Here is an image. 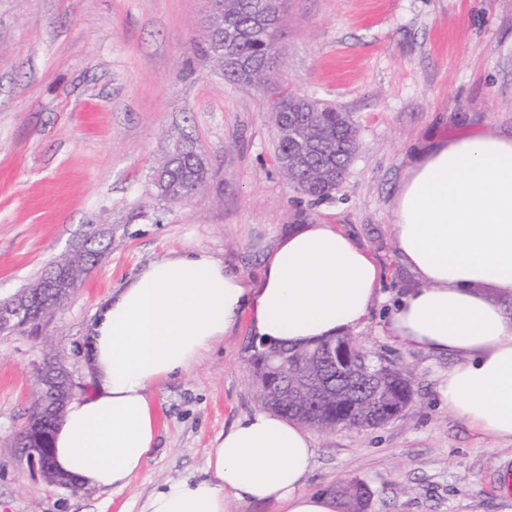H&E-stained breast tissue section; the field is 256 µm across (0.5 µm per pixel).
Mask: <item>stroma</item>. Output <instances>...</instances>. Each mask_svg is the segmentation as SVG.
<instances>
[{"label":"stroma","mask_w":512,"mask_h":512,"mask_svg":"<svg viewBox=\"0 0 512 512\" xmlns=\"http://www.w3.org/2000/svg\"><path fill=\"white\" fill-rule=\"evenodd\" d=\"M204 0H0V300L87 237L111 246L72 297L25 332L0 335V512H144L148 497L207 478L217 437L258 411L249 317L190 372L155 387L159 426L121 490L49 486L18 441L49 356L90 394L83 337L94 311L142 267L204 248L254 277L281 233L333 224L382 269L381 298L353 335L416 371L414 401L370 429L312 431L311 491L360 482L366 512H512L491 475L512 442L441 407L450 358L392 336L395 302L417 286L391 236L392 203L416 155L462 133L512 135V0H287L274 75L233 84L192 52ZM332 102L359 129L339 188L299 194L276 162L270 111L283 90ZM206 156L205 190L184 203L148 191L173 138Z\"/></svg>","instance_id":"35a3bbf8"}]
</instances>
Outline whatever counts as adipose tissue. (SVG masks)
Returning a JSON list of instances; mask_svg holds the SVG:
<instances>
[{"label": "adipose tissue", "mask_w": 512, "mask_h": 512, "mask_svg": "<svg viewBox=\"0 0 512 512\" xmlns=\"http://www.w3.org/2000/svg\"><path fill=\"white\" fill-rule=\"evenodd\" d=\"M391 235L418 285L390 323L399 341L453 357L440 403L482 433L512 441V136L463 134L410 167ZM370 253L331 224H305L269 250L258 278L207 250L185 248L143 267L98 308L85 338L92 395L72 399L52 440L56 468L84 488H124L152 452L150 396L188 372L249 315L254 336L303 346L359 327L379 296ZM307 428L270 410L244 417L207 458L208 478L170 484L145 512H230L274 502L284 512H336L304 488Z\"/></svg>", "instance_id": "ef3b65f1"}]
</instances>
